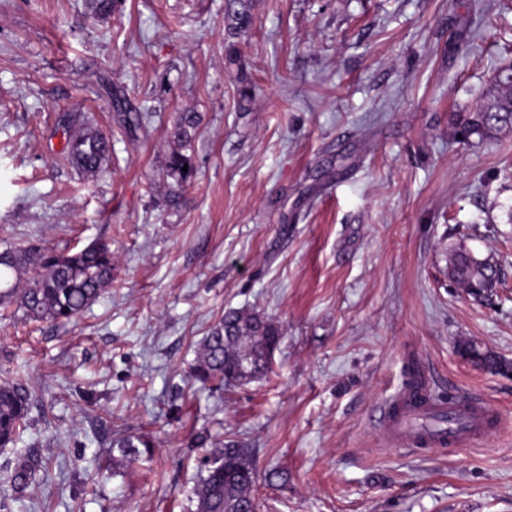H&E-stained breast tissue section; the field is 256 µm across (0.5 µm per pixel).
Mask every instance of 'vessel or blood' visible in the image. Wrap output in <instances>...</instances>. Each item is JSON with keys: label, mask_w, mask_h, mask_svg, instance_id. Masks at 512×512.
<instances>
[{"label": "vessel or blood", "mask_w": 512, "mask_h": 512, "mask_svg": "<svg viewBox=\"0 0 512 512\" xmlns=\"http://www.w3.org/2000/svg\"><path fill=\"white\" fill-rule=\"evenodd\" d=\"M376 423L393 445L419 450L482 439L498 428L500 415L477 398H434L431 374L423 368L416 374L413 390L379 408Z\"/></svg>", "instance_id": "b4317fda"}]
</instances>
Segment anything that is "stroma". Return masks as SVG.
I'll return each instance as SVG.
<instances>
[{
    "label": "stroma",
    "mask_w": 512,
    "mask_h": 512,
    "mask_svg": "<svg viewBox=\"0 0 512 512\" xmlns=\"http://www.w3.org/2000/svg\"><path fill=\"white\" fill-rule=\"evenodd\" d=\"M501 3L256 0L233 66L224 0H0V247L117 257L78 320L0 309V380L31 403L0 471L21 452L44 472L0 512H191L201 458L228 439L256 454L259 512H512V371L459 351L512 363V129L466 146L448 124L512 55ZM137 112L152 119L133 134ZM183 112L201 116L195 176L172 206ZM82 114L110 143L93 181L64 157ZM452 248L497 264L490 299L449 281ZM241 309L280 329L272 374L193 382L200 341ZM415 362L500 428L426 455L384 440L373 413ZM128 431L151 455L112 469ZM459 351L489 372L497 373L503 370L509 371L511 369V364L509 362L501 360L499 357L489 352L481 351L473 341L461 342L459 345Z\"/></svg>",
    "instance_id": "1"
}]
</instances>
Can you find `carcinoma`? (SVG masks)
<instances>
[{
    "mask_svg": "<svg viewBox=\"0 0 512 512\" xmlns=\"http://www.w3.org/2000/svg\"><path fill=\"white\" fill-rule=\"evenodd\" d=\"M228 20L226 52L229 64H237L233 39L251 28L253 16L248 0H225ZM200 118L196 112H182L169 132L171 151L163 164V177L182 188L194 176L192 158L187 154ZM450 129L463 144L494 141L512 128V63L502 62L494 71L475 107L450 115ZM88 129L68 135L64 153L81 169L87 154L82 144ZM187 171H182V167ZM115 269L112 246L97 242L82 249L57 250L45 245L25 248L6 246L0 250V307L14 306L32 322L70 321L77 318L112 283ZM448 278L476 298L495 288L498 269L489 258H478L464 249L448 254ZM278 326L260 312L232 310L211 327L200 342L192 378L220 389L258 379L272 369L269 347H277ZM459 351L489 372L512 368V364L481 351L473 341H463ZM30 413L27 391L9 381L0 383V447L15 444L25 431ZM151 441L143 435L121 434L112 438L120 461L128 464L150 453ZM39 466L25 455H17L6 468L4 483L18 489L36 480ZM255 458L249 448L229 440L210 450L201 462V473L191 501L195 512H241L242 505L255 501Z\"/></svg>",
    "mask_w": 512,
    "mask_h": 512,
    "instance_id": "carcinoma-1",
    "label": "carcinoma"
}]
</instances>
